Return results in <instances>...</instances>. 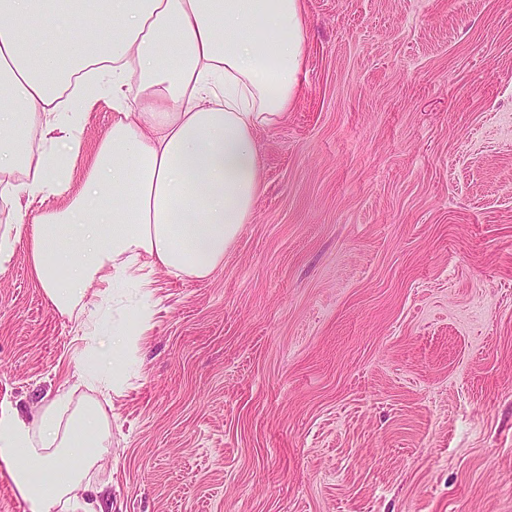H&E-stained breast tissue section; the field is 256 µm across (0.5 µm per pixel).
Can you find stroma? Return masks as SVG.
Segmentation results:
<instances>
[{
    "instance_id": "obj_1",
    "label": "stroma",
    "mask_w": 512,
    "mask_h": 512,
    "mask_svg": "<svg viewBox=\"0 0 512 512\" xmlns=\"http://www.w3.org/2000/svg\"><path fill=\"white\" fill-rule=\"evenodd\" d=\"M302 5L223 266L111 289L87 338L18 246L0 417L97 400L105 512H512V0ZM67 101L77 179L112 96Z\"/></svg>"
}]
</instances>
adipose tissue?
Wrapping results in <instances>:
<instances>
[{"instance_id": "ef3b65f1", "label": "adipose tissue", "mask_w": 512, "mask_h": 512, "mask_svg": "<svg viewBox=\"0 0 512 512\" xmlns=\"http://www.w3.org/2000/svg\"><path fill=\"white\" fill-rule=\"evenodd\" d=\"M83 22L32 44L46 19ZM305 66L301 0H0V272L26 244L35 277L73 315L95 282L209 278L262 190L259 130L291 109ZM112 89V126L81 181L59 168L80 126L63 110ZM67 198L64 208L48 207ZM110 436L98 405L0 419V460L31 512H103L90 472Z\"/></svg>"}]
</instances>
